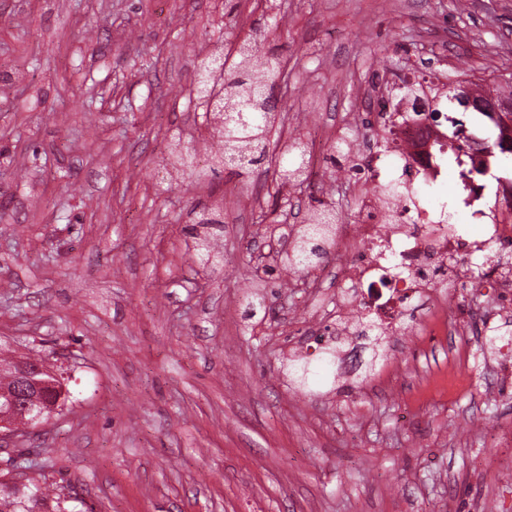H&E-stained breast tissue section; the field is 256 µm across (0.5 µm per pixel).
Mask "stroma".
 Listing matches in <instances>:
<instances>
[{
	"mask_svg": "<svg viewBox=\"0 0 512 512\" xmlns=\"http://www.w3.org/2000/svg\"><path fill=\"white\" fill-rule=\"evenodd\" d=\"M280 55L269 158L248 175L173 180L178 145L207 166L217 150L191 89L198 60L246 38ZM512 77V0H0V350L52 349L69 398L8 459L68 486L95 512H512V391L503 350L473 352L467 392L429 390L453 335L427 336L372 363L369 383L300 387L298 354L336 326L333 277L257 264L269 224H294L310 198L358 220L350 190L321 162L311 186L280 185L292 139L371 128L395 62ZM223 198L221 221L188 229ZM452 314L502 331L491 291L456 290Z\"/></svg>",
	"mask_w": 512,
	"mask_h": 512,
	"instance_id": "35a3bbf8",
	"label": "stroma"
}]
</instances>
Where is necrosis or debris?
I'll return each mask as SVG.
<instances>
[{"mask_svg": "<svg viewBox=\"0 0 512 512\" xmlns=\"http://www.w3.org/2000/svg\"><path fill=\"white\" fill-rule=\"evenodd\" d=\"M440 100L434 83H424L393 123L383 124L376 134L384 144L382 173L412 175L415 194L460 173V163L449 162L447 151L431 148L433 141L448 139L441 124L429 119ZM453 193L469 213L470 225L449 223L440 203L423 207L415 202L405 212L391 210L372 184L360 185L359 222L337 218L332 233L333 274L347 289L338 317L340 330H348L360 315L370 313L388 335H397L404 313L426 300L432 307L429 332L444 336L448 333L445 287H481L512 295L511 270L504 272L489 263L478 278L470 266L475 258L486 259L492 249L512 246V213L479 206L477 185L457 183Z\"/></svg>", "mask_w": 512, "mask_h": 512, "instance_id": "1", "label": "necrosis or debris"}]
</instances>
